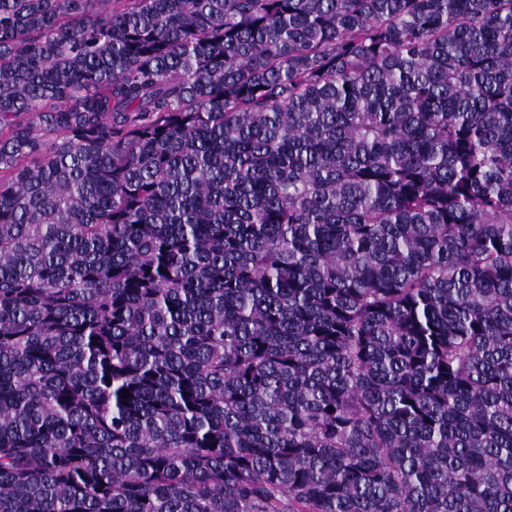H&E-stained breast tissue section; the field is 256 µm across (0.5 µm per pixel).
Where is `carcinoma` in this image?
Returning <instances> with one entry per match:
<instances>
[{
	"instance_id": "1",
	"label": "carcinoma",
	"mask_w": 512,
	"mask_h": 512,
	"mask_svg": "<svg viewBox=\"0 0 512 512\" xmlns=\"http://www.w3.org/2000/svg\"><path fill=\"white\" fill-rule=\"evenodd\" d=\"M0 512H512V0H0Z\"/></svg>"
}]
</instances>
